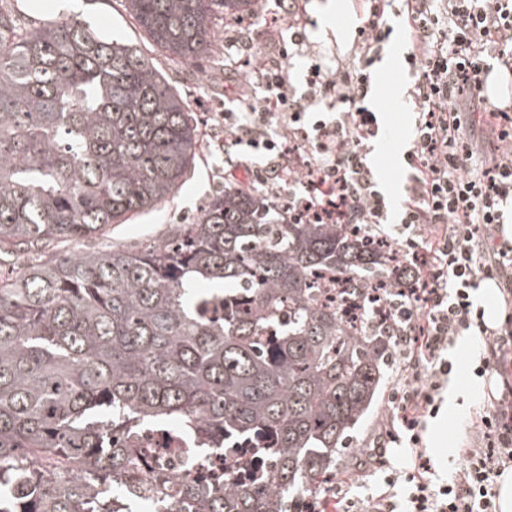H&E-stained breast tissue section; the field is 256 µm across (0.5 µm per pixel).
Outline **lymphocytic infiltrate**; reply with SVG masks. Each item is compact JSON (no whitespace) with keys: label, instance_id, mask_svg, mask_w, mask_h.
<instances>
[{"label":"lymphocytic infiltrate","instance_id":"obj_1","mask_svg":"<svg viewBox=\"0 0 512 512\" xmlns=\"http://www.w3.org/2000/svg\"><path fill=\"white\" fill-rule=\"evenodd\" d=\"M390 0H355L366 21L356 63L306 70L307 94L294 96L285 58L260 61L263 107L280 112L281 139L265 133L261 112L225 113L234 141L262 151L267 162L256 183L276 189L292 168V145L314 147L307 158L315 195L296 209L320 224H363L375 236L405 242L417 264L408 287L389 300L394 331L389 365L401 373L390 401L394 426L408 431L401 473L387 475L367 512H496L493 486L512 466V401L477 418L479 445L466 449L453 478L433 482L422 448L425 418L452 370L444 353L458 336L488 329L470 299L477 278L503 283L512 296V245L502 242L504 210L512 204V100L490 94L491 81L512 84V0H401L414 75L411 101L419 113L408 154L412 169L400 224L388 223L366 163L365 143L378 130L364 107L370 72L390 34ZM338 108L336 122H308L319 97Z\"/></svg>","mask_w":512,"mask_h":512}]
</instances>
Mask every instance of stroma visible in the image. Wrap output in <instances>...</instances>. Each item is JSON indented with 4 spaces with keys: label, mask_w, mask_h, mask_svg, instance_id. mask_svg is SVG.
Listing matches in <instances>:
<instances>
[{
    "label": "stroma",
    "mask_w": 512,
    "mask_h": 512,
    "mask_svg": "<svg viewBox=\"0 0 512 512\" xmlns=\"http://www.w3.org/2000/svg\"><path fill=\"white\" fill-rule=\"evenodd\" d=\"M38 9H24L17 17L29 26L57 17L58 0H41ZM66 17L88 24L102 35L136 46L170 85L188 103L198 130V151L192 167L169 200L159 209L134 215L123 224L109 225L105 233H95L75 241L56 244L59 252L85 253L111 246L141 251L161 243L178 225L189 224L199 216L210 197L227 186L240 185L242 164L263 165L264 159L245 146L225 149L224 115L233 111L231 88L240 80H254L252 34L231 17L217 18L214 26L216 49L207 59L176 62L160 50L148 33L131 17L124 0H67ZM350 0H305L304 28L306 47L299 50L297 65L291 72L296 92L306 89L305 73L311 62L352 66L358 30L364 19L349 5ZM344 4L336 12L335 4ZM410 47L400 32H393L385 44L381 59L373 67L371 97L379 134L365 145L366 162L376 188L384 199L389 216H397L408 183L410 169L407 154L412 148L410 134L418 114L409 97L411 77L405 56ZM479 341L472 336L458 337L448 351L453 370L448 384L458 395L455 410H440L437 417L426 420L424 446L438 479L449 477L462 461L466 448L475 444L474 426L464 422L463 414L475 403H493L494 395L473 372L471 355ZM388 387L379 394L362 421L350 432L337 457V480H349L354 507L326 498L320 501L321 512H363L368 496L374 494L383 478L394 467L401 453L397 443H382L378 422L389 416L392 405Z\"/></svg>",
    "instance_id": "1"
}]
</instances>
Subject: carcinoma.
I'll return each instance as SVG.
<instances>
[{
	"instance_id": "cac0c4a2",
	"label": "carcinoma",
	"mask_w": 512,
	"mask_h": 512,
	"mask_svg": "<svg viewBox=\"0 0 512 512\" xmlns=\"http://www.w3.org/2000/svg\"><path fill=\"white\" fill-rule=\"evenodd\" d=\"M253 0H125L155 45L194 61L212 20ZM188 106L141 51L57 18L29 29L0 6V267L153 210L197 155ZM413 262L360 224L295 222L226 186L192 224L138 252L41 255L0 273V512H126L133 424L216 425L275 441L249 485L180 494L202 512H296L336 473L391 347L389 291ZM224 299V316L207 307ZM56 464L53 477L45 466Z\"/></svg>"
}]
</instances>
